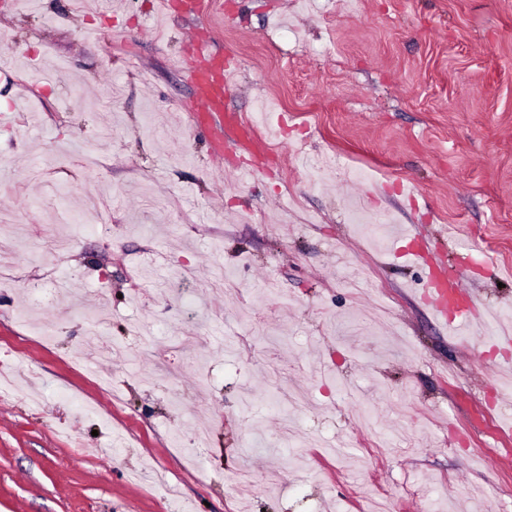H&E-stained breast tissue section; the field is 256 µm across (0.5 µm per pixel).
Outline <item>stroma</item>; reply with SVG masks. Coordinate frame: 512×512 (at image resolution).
Wrapping results in <instances>:
<instances>
[{"instance_id":"1","label":"stroma","mask_w":512,"mask_h":512,"mask_svg":"<svg viewBox=\"0 0 512 512\" xmlns=\"http://www.w3.org/2000/svg\"><path fill=\"white\" fill-rule=\"evenodd\" d=\"M100 2L0 0V512H512V0ZM194 53L185 68V77L203 112L198 116L197 131L219 128L224 133V145L228 146L263 142L256 137L251 125L227 105L228 92L234 85L232 75L236 61L232 57L218 58L209 42H197ZM465 269L457 265L446 275L429 270L426 303L429 305L434 317L445 324L454 325L465 331L471 324L470 309L462 305L458 294L459 281Z\"/></svg>"}]
</instances>
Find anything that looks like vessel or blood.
I'll list each match as a JSON object with an SVG mask.
<instances>
[{
	"instance_id": "vessel-or-blood-1",
	"label": "vessel or blood",
	"mask_w": 512,
	"mask_h": 512,
	"mask_svg": "<svg viewBox=\"0 0 512 512\" xmlns=\"http://www.w3.org/2000/svg\"><path fill=\"white\" fill-rule=\"evenodd\" d=\"M236 67L233 58L218 57L210 43L201 41L196 43L195 55L185 68V77L202 108L196 123L197 131L221 130L224 143L228 146H238L256 139L251 125L227 105ZM464 273L460 265L446 275L430 272L426 296V302L437 320L461 330L471 322L470 309L462 305L458 294L459 281Z\"/></svg>"
}]
</instances>
